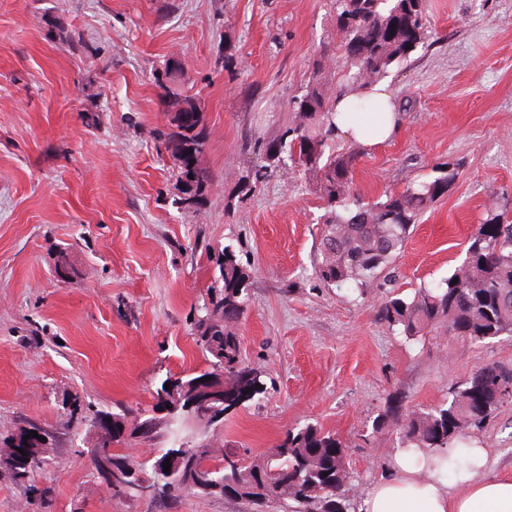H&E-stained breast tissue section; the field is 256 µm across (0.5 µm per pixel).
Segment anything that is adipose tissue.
Here are the masks:
<instances>
[{"label": "adipose tissue", "mask_w": 512, "mask_h": 512, "mask_svg": "<svg viewBox=\"0 0 512 512\" xmlns=\"http://www.w3.org/2000/svg\"><path fill=\"white\" fill-rule=\"evenodd\" d=\"M335 112L340 132L367 148L386 142L400 123L393 98L379 84L342 94ZM462 453L467 465L454 472L437 454L401 450L394 468L364 495L359 512H512V479L484 476L488 450L476 445Z\"/></svg>", "instance_id": "ef3b65f1"}]
</instances>
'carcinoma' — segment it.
<instances>
[{
	"label": "carcinoma",
	"instance_id": "cac0c4a2",
	"mask_svg": "<svg viewBox=\"0 0 512 512\" xmlns=\"http://www.w3.org/2000/svg\"><path fill=\"white\" fill-rule=\"evenodd\" d=\"M426 0H335L336 28L342 35L336 65L345 70L349 90L358 91L385 77L390 67L429 39ZM322 61L315 63L311 82L293 104L300 123L265 144L264 154L274 163L289 161L319 175L317 188L331 208L323 224L314 256L316 275L328 284L355 282L372 288L380 274L391 269L421 214L456 180L458 171L447 164L435 168L440 176L410 186L372 205L351 198V171L358 154L335 153L331 142L339 134L327 107ZM170 134L177 182L185 201L203 196L211 180L200 155L208 136L200 105L191 97L177 101ZM220 279L209 289L208 301L197 311L196 343L208 367L189 374L168 373L156 388L148 414L134 418L136 426L122 431L133 411L97 410L112 419L117 432L104 438L112 458L135 466L143 482L160 486V498L175 502L184 492L235 500L241 512H351L359 495V481L349 471L347 445L336 434L313 423L288 430L266 457L216 465L211 441L185 434L188 427L208 429L224 424L225 413L264 393L262 373L242 357L234 325L245 313L248 274L234 250L224 247ZM378 316L405 339L419 340L447 328L455 336L482 343L512 334V222L495 214L475 227L464 258L444 283L421 287L413 296L392 295L379 303ZM205 377L222 378L224 386L239 392L225 405L200 403L186 411L191 393ZM169 388H164V385ZM512 398V370L487 364L473 370L449 389V399L430 409L399 415L382 414L378 431L394 424L400 448L446 452L484 428L487 420ZM148 425V440L167 439L169 446L141 462L126 453L127 444ZM178 463L177 479L163 472V463Z\"/></svg>",
	"mask_w": 512,
	"mask_h": 512
}]
</instances>
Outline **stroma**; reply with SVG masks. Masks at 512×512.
Masks as SVG:
<instances>
[{"instance_id": "stroma-1", "label": "stroma", "mask_w": 512, "mask_h": 512, "mask_svg": "<svg viewBox=\"0 0 512 512\" xmlns=\"http://www.w3.org/2000/svg\"><path fill=\"white\" fill-rule=\"evenodd\" d=\"M429 46L383 82L401 124L358 151L352 189L383 200L456 166L421 217L395 277L359 293L318 279L326 212L315 174L266 167L260 144L298 122L293 98L336 54L331 0H0V436L35 422L56 432L32 490L0 471V512H240L183 494L171 510L113 497L71 404L150 409L165 373L204 368L194 318L232 246L249 274L236 326L266 391L216 434L262 456L313 422L348 446L369 489L398 452L373 420L443 402L485 364L512 368V335L483 344L438 329L405 341L382 297L433 286L458 266L490 215L512 219V0H428ZM204 106L212 180L179 202L165 144L174 97ZM265 168L242 192L243 175ZM490 477H512V402L477 434Z\"/></svg>"}]
</instances>
